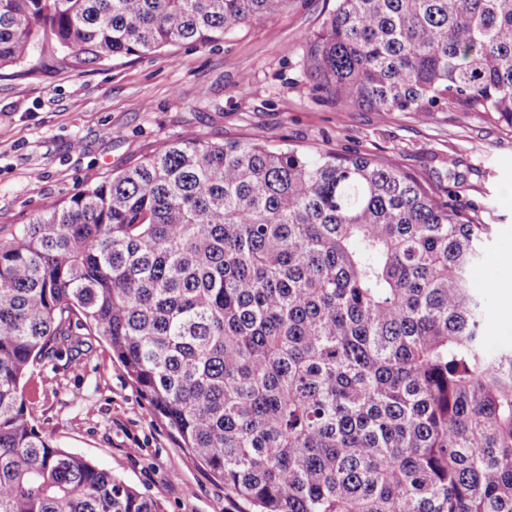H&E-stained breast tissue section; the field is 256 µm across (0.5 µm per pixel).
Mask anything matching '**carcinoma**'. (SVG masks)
<instances>
[{
  "label": "carcinoma",
  "mask_w": 512,
  "mask_h": 512,
  "mask_svg": "<svg viewBox=\"0 0 512 512\" xmlns=\"http://www.w3.org/2000/svg\"><path fill=\"white\" fill-rule=\"evenodd\" d=\"M288 0H0V69L207 46ZM337 104L512 130V0H336ZM382 157L185 134L0 237V512H158L31 423L37 362L106 343L256 512H512V350L471 282L491 225Z\"/></svg>",
  "instance_id": "obj_1"
}]
</instances>
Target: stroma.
Masks as SVG:
<instances>
[{
    "instance_id": "obj_1",
    "label": "stroma",
    "mask_w": 512,
    "mask_h": 512,
    "mask_svg": "<svg viewBox=\"0 0 512 512\" xmlns=\"http://www.w3.org/2000/svg\"><path fill=\"white\" fill-rule=\"evenodd\" d=\"M334 8L335 0H289L270 22L206 47L90 66L59 54L32 73L1 69L0 232L187 133L379 156L432 184L452 170L465 179L461 204L475 223L493 227L472 281L488 303L486 347L512 349V288L501 286L496 265L512 257V133L454 112L422 123L406 112L334 103L306 74L307 40ZM86 344L78 359L32 368L25 386L32 424L155 499L159 512H253L181 448L110 349L93 336Z\"/></svg>"
}]
</instances>
